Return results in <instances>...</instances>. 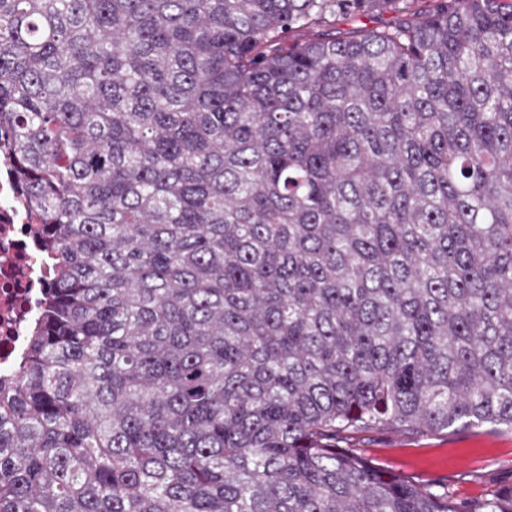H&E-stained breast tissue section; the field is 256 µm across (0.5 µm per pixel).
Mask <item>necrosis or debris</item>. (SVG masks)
<instances>
[{"label": "necrosis or debris", "instance_id": "1", "mask_svg": "<svg viewBox=\"0 0 512 512\" xmlns=\"http://www.w3.org/2000/svg\"><path fill=\"white\" fill-rule=\"evenodd\" d=\"M46 286L39 226L19 193L11 157L0 153L1 370L15 367Z\"/></svg>", "mask_w": 512, "mask_h": 512}]
</instances>
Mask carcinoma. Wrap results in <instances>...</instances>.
Returning a JSON list of instances; mask_svg holds the SVG:
<instances>
[{"mask_svg":"<svg viewBox=\"0 0 512 512\" xmlns=\"http://www.w3.org/2000/svg\"><path fill=\"white\" fill-rule=\"evenodd\" d=\"M1 128L0 512H512L338 447L512 433V0H0ZM399 15L394 9L387 10L381 14L367 16L363 14H344L336 18V37L342 36L344 33L363 28L381 27L392 24ZM39 224L19 193L13 160L0 152V369L16 366L47 288Z\"/></svg>","mask_w":512,"mask_h":512,"instance_id":"1","label":"carcinoma"}]
</instances>
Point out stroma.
<instances>
[{
    "label": "stroma",
    "instance_id": "stroma-1",
    "mask_svg": "<svg viewBox=\"0 0 512 512\" xmlns=\"http://www.w3.org/2000/svg\"><path fill=\"white\" fill-rule=\"evenodd\" d=\"M349 445L385 470L444 488L457 501L480 500L512 485V435L445 431L411 438L370 431L354 434Z\"/></svg>",
    "mask_w": 512,
    "mask_h": 512
}]
</instances>
